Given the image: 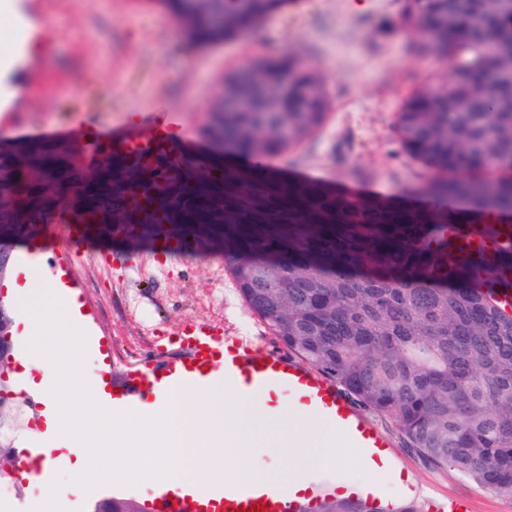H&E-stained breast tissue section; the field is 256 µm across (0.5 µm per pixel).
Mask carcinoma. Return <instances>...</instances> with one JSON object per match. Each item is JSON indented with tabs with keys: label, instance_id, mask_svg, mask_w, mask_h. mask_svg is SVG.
Wrapping results in <instances>:
<instances>
[{
	"label": "carcinoma",
	"instance_id": "carcinoma-1",
	"mask_svg": "<svg viewBox=\"0 0 512 512\" xmlns=\"http://www.w3.org/2000/svg\"><path fill=\"white\" fill-rule=\"evenodd\" d=\"M440 25L453 90L440 99L424 86L403 104L397 130L406 152L440 179L436 211L340 199L312 184L290 185L255 219L237 194L241 182L208 170L213 195L227 196L224 268L247 309L294 354L364 406L391 416L434 461L512 497V247L482 272L457 257L448 227L490 234V214L512 218V0H406L403 17ZM270 82L258 106L224 116V143L244 155L298 145L318 129L330 98L316 75L293 60L262 67ZM37 181L14 170L12 194L24 208L36 194L69 195L79 184L58 152L28 146ZM465 208H448V199ZM151 227L191 224L165 205ZM69 224H110L89 208ZM21 431L0 436V479ZM319 512H374L329 500Z\"/></svg>",
	"mask_w": 512,
	"mask_h": 512
}]
</instances>
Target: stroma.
I'll use <instances>...</instances> for the list:
<instances>
[{"label": "stroma", "instance_id": "1", "mask_svg": "<svg viewBox=\"0 0 512 512\" xmlns=\"http://www.w3.org/2000/svg\"><path fill=\"white\" fill-rule=\"evenodd\" d=\"M404 0H293L255 27L221 42L200 43L182 28L166 0H13L0 15V137L27 139L55 128L83 145L88 129L111 137L145 132L162 102L180 109L186 145L212 156L205 134L221 84L237 70L293 55L316 70L332 107L321 127L267 164L277 180L305 179L340 194L351 185L362 196L410 209L432 207L434 170L413 160L397 132L398 113L416 88L447 82L448 63L416 29L406 27ZM28 104L11 116L15 99ZM46 276L61 275L77 295L94 343L84 369L91 375L143 367L192 319L225 335L247 339L255 354L284 344L244 305L215 250H154L152 238L133 233L114 241L111 227L75 239L66 224L39 235ZM370 418L394 444L418 503L428 497L465 498L470 512H512V498L472 482L453 467L413 448L393 418ZM282 471L314 484L362 481L359 461L320 467L282 458ZM151 502L150 488L89 480L75 512H91L95 498Z\"/></svg>", "mask_w": 512, "mask_h": 512}]
</instances>
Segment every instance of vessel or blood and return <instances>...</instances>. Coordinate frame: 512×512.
Segmentation results:
<instances>
[{
	"label": "vessel or blood",
	"mask_w": 512,
	"mask_h": 512,
	"mask_svg": "<svg viewBox=\"0 0 512 512\" xmlns=\"http://www.w3.org/2000/svg\"><path fill=\"white\" fill-rule=\"evenodd\" d=\"M142 134L126 136L117 143L102 137L98 146H112L126 165L153 172L158 185L173 182L182 163L204 164V156L188 152L178 145L181 137L180 120L176 109H155ZM125 196L129 209L138 217L152 214V194L134 183H127ZM461 245L459 256L465 261L492 268L501 250L512 246V223L497 221L494 235L471 234L460 236L451 229ZM179 350L152 360L144 369L126 372L113 379L108 392L116 407H136L144 393L168 392L184 384L199 387L219 382L240 383L254 392L274 389L288 391L299 398L321 420L338 430L348 447L362 451L365 466L372 471L392 468L391 442L370 420L360 415L350 399L324 374L306 366L302 361L280 354H253L245 340L215 332L208 324L191 321L183 325ZM360 500L371 505L381 504L383 498L372 483L336 482L324 493L312 488L291 486L271 491L260 484L228 487L219 498L188 491L181 495H155L154 512H250L251 507L265 503L267 512H314L321 495Z\"/></svg>",
	"instance_id": "vessel-or-blood-1"
}]
</instances>
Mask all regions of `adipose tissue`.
Listing matches in <instances>:
<instances>
[{"mask_svg": "<svg viewBox=\"0 0 512 512\" xmlns=\"http://www.w3.org/2000/svg\"><path fill=\"white\" fill-rule=\"evenodd\" d=\"M20 272L22 282L10 285L28 347L18 374L24 389L43 403L45 431L57 440L34 452L46 465L62 464L70 473L65 487H52L46 496L49 512L59 498H81L92 478L143 484L157 493H176L191 483L209 488L262 482L278 489L287 476L259 465L260 455L306 454L321 466L359 458L358 449L337 447L305 404H292L290 415L281 416L270 433L264 426L267 398L242 395L220 383L156 393L126 413L113 412L102 378L88 377L81 367L87 348L75 296L60 280L46 279L39 260H29ZM299 431L304 441H293ZM119 448L127 463L101 470L100 460ZM228 455L235 460L230 467L224 462Z\"/></svg>", "mask_w": 512, "mask_h": 512, "instance_id": "1", "label": "adipose tissue"}]
</instances>
